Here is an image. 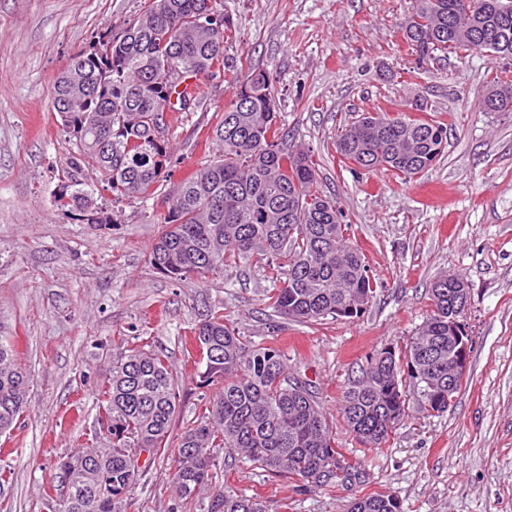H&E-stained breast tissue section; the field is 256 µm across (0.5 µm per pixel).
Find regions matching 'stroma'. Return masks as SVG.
<instances>
[{"instance_id":"1","label":"stroma","mask_w":512,"mask_h":512,"mask_svg":"<svg viewBox=\"0 0 512 512\" xmlns=\"http://www.w3.org/2000/svg\"><path fill=\"white\" fill-rule=\"evenodd\" d=\"M144 3L0 0V335L33 379L19 425L0 436V467L11 470L0 512H45L58 458L91 444L97 390L134 342L172 357L185 381L177 421L195 419L203 406L190 342L212 306L246 340H278L365 476L359 487L301 492L229 457L217 467L221 484L259 495L266 512H348L362 491L392 492L403 512H512V112L479 106L503 60L478 50L417 66L400 30L409 0H223L234 25L224 74L201 79L199 107L169 115L173 181L152 199L122 204L117 223L90 224L55 206L68 135L53 86L73 56L123 30ZM244 63L273 73L287 143L314 155L323 191L379 284L360 320L292 322L276 333L266 304L276 282L262 268L241 265L202 282L150 264L173 182L215 155L212 130ZM417 99L448 126L433 169L404 183L340 162L335 141L345 125ZM445 272L470 284L467 383L447 412L410 406L382 448L365 450L339 414L342 389L366 356L405 346ZM169 473L165 464L147 469L126 512H172Z\"/></svg>"}]
</instances>
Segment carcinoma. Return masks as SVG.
Masks as SVG:
<instances>
[{
	"instance_id": "1",
	"label": "carcinoma",
	"mask_w": 512,
	"mask_h": 512,
	"mask_svg": "<svg viewBox=\"0 0 512 512\" xmlns=\"http://www.w3.org/2000/svg\"><path fill=\"white\" fill-rule=\"evenodd\" d=\"M205 8L207 0H148L121 33L104 36L112 43L110 58L83 52L71 59L53 87L69 144L58 173L59 209L88 210L94 223L105 224L96 191L115 203L147 199L171 180V152L155 144L156 126L199 103V84L190 79L224 71L233 27L228 19L219 29L200 26ZM401 31L422 64L439 52L473 50L512 59V0H412ZM175 67L186 77L170 79ZM273 85L272 73L250 66L236 81L214 129L222 154L176 184L151 265L175 279L206 280L241 264L268 270L279 283L266 295L279 318L276 329L282 320L359 319L377 282L343 211L321 190L313 155L284 147ZM481 106L512 112L511 70L493 74ZM430 111L420 99L405 112L361 114L337 136L341 162L401 180L423 174L448 142L446 124L421 117ZM87 172L95 175L91 188ZM462 289H469L463 276H439L430 288L431 313L415 336L402 349L378 351L345 386L340 413L364 447L387 443L412 401L426 413L448 411V322ZM193 342L197 366L204 367L196 371V385L206 389L202 414L173 433L182 381L164 353L130 347L112 361L99 390L95 443L57 462L56 495L45 498L49 512H121L143 469L169 459L176 508L185 512L206 493L207 512H266L260 498L215 484L223 449L301 489L363 483L360 464L336 444L312 384L288 374L277 344L248 342L221 307L207 310ZM29 383L0 336V435L23 415ZM350 512L403 508L396 495L374 492L354 499Z\"/></svg>"
}]
</instances>
